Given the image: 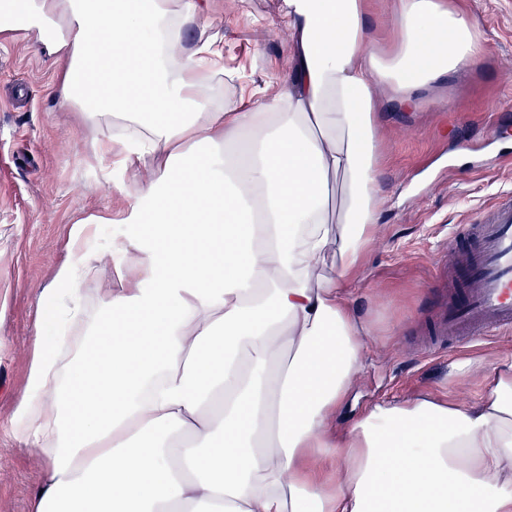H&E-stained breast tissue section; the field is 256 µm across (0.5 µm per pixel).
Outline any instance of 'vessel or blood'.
<instances>
[{
	"instance_id": "1",
	"label": "vessel or blood",
	"mask_w": 512,
	"mask_h": 512,
	"mask_svg": "<svg viewBox=\"0 0 512 512\" xmlns=\"http://www.w3.org/2000/svg\"><path fill=\"white\" fill-rule=\"evenodd\" d=\"M465 236L472 246L459 248L454 270L435 278L439 287L463 292L464 302L447 310L436 330L441 337L480 340L512 328V198L495 203Z\"/></svg>"
}]
</instances>
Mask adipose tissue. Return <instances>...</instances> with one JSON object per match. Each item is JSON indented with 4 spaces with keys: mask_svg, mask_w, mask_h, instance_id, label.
Instances as JSON below:
<instances>
[{
    "mask_svg": "<svg viewBox=\"0 0 512 512\" xmlns=\"http://www.w3.org/2000/svg\"><path fill=\"white\" fill-rule=\"evenodd\" d=\"M285 4L287 76L225 105L201 0L0 8V38L36 33L61 64L59 107L102 118L98 155L148 174L112 242L123 288L87 317L92 228L111 221L90 213L47 291L93 334L78 357L64 340L38 356L12 422L47 462L34 512H512L511 358L473 405L418 396L331 424L371 331L350 289L386 205L374 88L416 110L476 63L475 26L447 0H397L385 55L366 0Z\"/></svg>",
    "mask_w": 512,
    "mask_h": 512,
    "instance_id": "ef3b65f1",
    "label": "adipose tissue"
}]
</instances>
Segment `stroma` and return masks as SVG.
<instances>
[{
	"mask_svg": "<svg viewBox=\"0 0 512 512\" xmlns=\"http://www.w3.org/2000/svg\"><path fill=\"white\" fill-rule=\"evenodd\" d=\"M452 2L473 16L483 55L425 91L417 111L389 106L380 114L378 180L389 203L351 291L371 334L357 385L338 410L344 423L376 404L420 395L474 403L485 374L512 355V329L476 343L431 335L441 300L431 287L438 264L465 225L512 197V0ZM283 9L284 0H209L197 25L223 36L224 69L232 74L218 88L219 101L287 74ZM56 72L34 34L0 42V512H33V491L46 476L41 452L11 430L28 396L36 336L48 348L59 338L44 316L43 290L69 259L75 221L125 210L137 182L133 171L113 170L96 155L99 126L57 106ZM124 231L98 225L103 271L83 282L85 298L117 287L112 241ZM464 361L477 362L482 374L459 372Z\"/></svg>",
	"mask_w": 512,
	"mask_h": 512,
	"instance_id": "stroma-1",
	"label": "stroma"
}]
</instances>
